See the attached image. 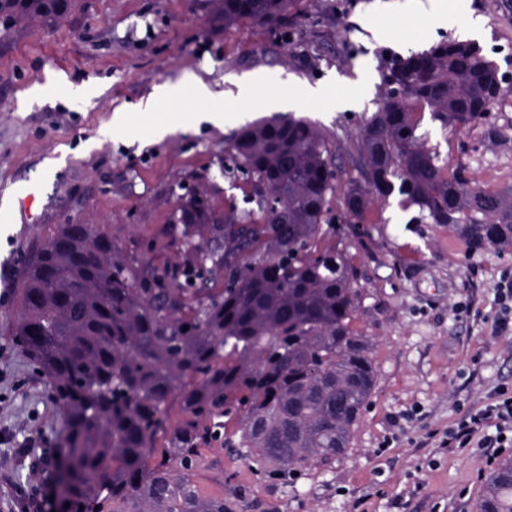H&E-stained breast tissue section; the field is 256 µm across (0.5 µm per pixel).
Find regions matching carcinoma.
I'll list each match as a JSON object with an SVG mask.
<instances>
[{
  "mask_svg": "<svg viewBox=\"0 0 512 512\" xmlns=\"http://www.w3.org/2000/svg\"><path fill=\"white\" fill-rule=\"evenodd\" d=\"M41 0H0V38L51 18ZM298 0H222L224 26L269 24ZM498 66L471 41L440 40L381 67L375 112L359 128L357 174L341 178L333 143L305 118L240 129L224 172L248 180L255 207L224 211V251L204 248L218 223L209 198L178 196L176 223L199 263L148 278L92 224H63L26 264L14 342L50 380L65 419L44 471L63 512H233L192 482L201 449L228 448L263 477L288 480L348 447L369 399L372 338L354 331L365 300L346 253L318 249L336 219L363 220L393 195L417 224H444L471 252L512 246V187L487 191L448 170L428 145L441 128L481 123L500 96ZM224 267L209 293L206 262ZM188 330H183V327ZM184 412L170 445L168 403ZM477 512H512V458L486 484Z\"/></svg>",
  "mask_w": 512,
  "mask_h": 512,
  "instance_id": "carcinoma-1",
  "label": "carcinoma"
}]
</instances>
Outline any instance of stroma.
I'll return each mask as SVG.
<instances>
[{"mask_svg":"<svg viewBox=\"0 0 512 512\" xmlns=\"http://www.w3.org/2000/svg\"><path fill=\"white\" fill-rule=\"evenodd\" d=\"M418 0H299L277 27L225 26L218 0H68L55 19L26 20L0 39V512H53L59 490L33 467L60 444L65 422L49 380L13 342L15 288L36 246L63 224H92L140 268L190 265L174 222L178 192L206 193L221 212L243 207L248 186L224 174L240 127L273 116L270 100L338 136L336 166L354 172L356 133L379 103L384 56L448 37ZM484 51L512 73V0H470ZM390 31L377 37L376 27ZM373 84L360 92L362 71ZM261 75L265 84L253 83ZM200 77L221 98L196 97ZM324 85L356 98L327 111L305 98ZM163 85L175 95L158 98ZM234 106L217 128L203 112ZM499 132L485 134L486 125ZM450 166L478 184L512 185V80L487 124L458 131L424 121ZM30 212L13 218L23 193ZM397 198L360 222L328 224L366 292L355 330L373 339L376 380L346 450L294 485L254 474L219 447L202 449L193 482L239 512H475L492 473L485 449L442 447L449 429L500 387L512 388V333H496L494 288L512 277V247L469 254L460 237L416 224Z\"/></svg>","mask_w":512,"mask_h":512,"instance_id":"1","label":"stroma"}]
</instances>
